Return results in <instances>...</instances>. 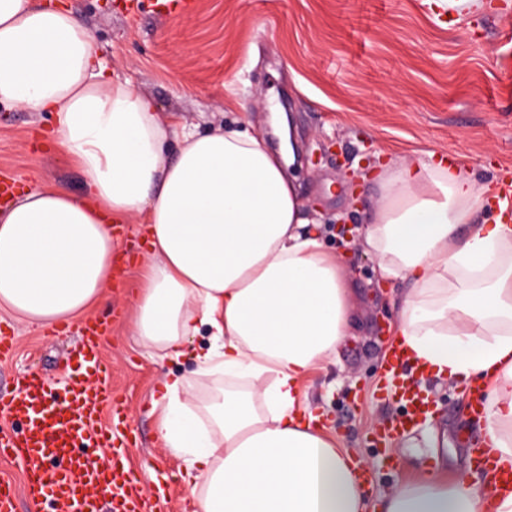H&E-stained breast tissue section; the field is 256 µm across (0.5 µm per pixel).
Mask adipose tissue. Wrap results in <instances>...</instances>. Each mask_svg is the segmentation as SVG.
<instances>
[{
	"mask_svg": "<svg viewBox=\"0 0 512 512\" xmlns=\"http://www.w3.org/2000/svg\"><path fill=\"white\" fill-rule=\"evenodd\" d=\"M0 104L49 113L84 188L47 186L0 212V311L50 327L110 300L112 226L143 224L133 335L163 358L209 338L191 376L164 377L158 424L195 512H366L358 461L302 411L300 386L348 335L357 300L293 159L246 114L205 134L161 121L106 77L72 11L37 0H0ZM367 179L359 243L382 280L411 283L396 334L422 369L487 384L485 436L511 467L512 224H475L482 190L456 166L402 160ZM383 510L512 512V493L429 472Z\"/></svg>",
	"mask_w": 512,
	"mask_h": 512,
	"instance_id": "ef3b65f1",
	"label": "adipose tissue"
}]
</instances>
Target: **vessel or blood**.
Instances as JSON below:
<instances>
[{"mask_svg": "<svg viewBox=\"0 0 512 512\" xmlns=\"http://www.w3.org/2000/svg\"><path fill=\"white\" fill-rule=\"evenodd\" d=\"M186 7V0H128L133 13H169ZM110 332V324L102 319L80 325V342L72 358L83 373L71 379L63 402H50L47 381L36 372L19 377L11 396L0 400L1 414L26 422L17 437L0 430V459L20 463L25 478L19 488L0 480V512H18L21 496L35 507L51 503L54 512H155L135 473L124 465L111 429L99 424L104 407L112 402L102 355ZM407 365L402 345L391 340L384 374L396 381L405 408L402 418L388 422L387 431L394 435L413 428L426 405L406 379ZM472 461L493 472L499 490L512 491V470L498 466L487 440L476 442Z\"/></svg>", "mask_w": 512, "mask_h": 512, "instance_id": "vessel-or-blood-1", "label": "vessel or blood"}]
</instances>
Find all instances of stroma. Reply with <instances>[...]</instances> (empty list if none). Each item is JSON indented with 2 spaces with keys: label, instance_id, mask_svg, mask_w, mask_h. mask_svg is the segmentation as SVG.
<instances>
[{
  "label": "stroma",
  "instance_id": "stroma-1",
  "mask_svg": "<svg viewBox=\"0 0 512 512\" xmlns=\"http://www.w3.org/2000/svg\"><path fill=\"white\" fill-rule=\"evenodd\" d=\"M488 2L486 11L455 22L424 0H191L188 11L165 16L131 14L124 0H61L86 24L110 76L151 98L161 119L178 113L203 134L246 112L264 132L269 100L288 102L302 154L322 152L319 163L302 164L303 197L327 221L341 216L358 228L366 222L354 198L362 161L451 154L479 185L494 189L512 176V42L499 37L512 27V0ZM50 130L48 114L0 104V176L22 192L59 185L80 194V176ZM118 244L112 304L94 315L112 321L103 356L120 413L104 411L100 422L123 442L155 512H186L182 461L158 438L153 401L162 377L190 374L192 358L158 359L132 336L141 225H124ZM325 245L351 263L360 311L335 357L305 380L302 400L342 448L369 462L367 512H382L392 490L429 466L447 481L465 474L487 482L470 468L462 440L484 430L468 414L465 383L410 372L430 396L432 421L386 445L371 440L383 419L403 412L384 399L380 372L405 285L380 283L374 258L339 235L326 236ZM0 328L16 339L13 354L0 358L1 393L32 370L62 382L76 334L53 338L2 312ZM411 438L419 447H408Z\"/></svg>",
  "mask_w": 512,
  "mask_h": 512
}]
</instances>
